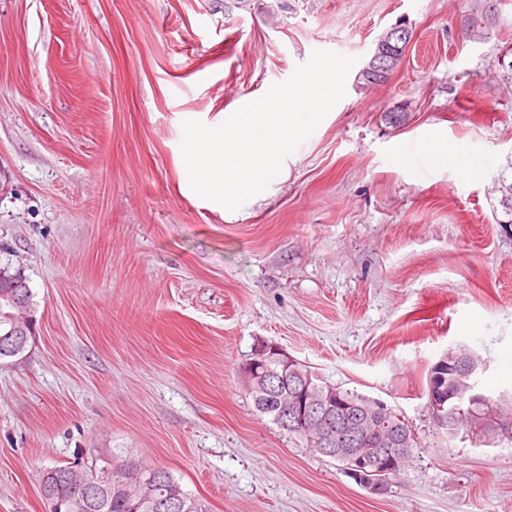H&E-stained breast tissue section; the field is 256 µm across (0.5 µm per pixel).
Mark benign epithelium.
<instances>
[{
    "instance_id": "1",
    "label": "benign epithelium",
    "mask_w": 512,
    "mask_h": 512,
    "mask_svg": "<svg viewBox=\"0 0 512 512\" xmlns=\"http://www.w3.org/2000/svg\"><path fill=\"white\" fill-rule=\"evenodd\" d=\"M412 41L410 34L394 26L383 33L376 43L373 53L364 65L361 74L367 76H385L398 69L404 61L405 52ZM31 316L20 313L16 316L12 330L16 336L0 345V359L10 358L18 354L29 340L28 328ZM277 355L280 358L283 370L293 372L292 366L296 360L281 348L268 345L255 350L254 358L244 365L243 372L248 384L263 391L267 386L265 374L259 372L257 367L262 365L266 356ZM448 366V388L443 389L439 384L429 385V405L438 425H447V415L443 414L445 402H459V399L482 400L485 395L472 389L461 394L463 379L474 378L478 363L470 360L462 351L450 350L435 362V366ZM335 404L334 396L321 397L313 395L303 389L291 398L290 405L280 408V417L289 422L291 428L302 430L308 427L307 412L304 406L312 407V413H321L318 421L320 435L317 442L324 445L322 453L336 454L349 462L347 472L352 475L357 484L372 495L383 494L387 491V480L390 473L398 470L400 461L410 449L402 447L404 443L402 425L391 419V412L386 403L375 401L378 409L373 414L348 412L339 410L336 414L329 413ZM343 430L349 439L356 441L359 436L373 430L379 437L373 440L371 448H330L332 431Z\"/></svg>"
}]
</instances>
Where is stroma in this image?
Wrapping results in <instances>:
<instances>
[{"instance_id": "35a3bbf8", "label": "stroma", "mask_w": 512, "mask_h": 512, "mask_svg": "<svg viewBox=\"0 0 512 512\" xmlns=\"http://www.w3.org/2000/svg\"><path fill=\"white\" fill-rule=\"evenodd\" d=\"M473 0H0V263L35 335L0 362V512H47L44 471L117 450L210 512H512V427L448 436L427 373L459 346L512 408V0L481 42ZM406 23L383 84L346 95L290 175L233 218L183 177L182 124L287 80L314 50L366 62ZM433 132L482 176L433 163ZM267 341L378 398L418 443L374 496L256 411Z\"/></svg>"}]
</instances>
